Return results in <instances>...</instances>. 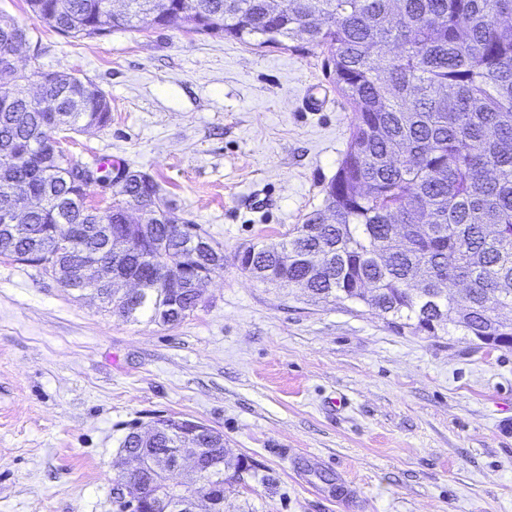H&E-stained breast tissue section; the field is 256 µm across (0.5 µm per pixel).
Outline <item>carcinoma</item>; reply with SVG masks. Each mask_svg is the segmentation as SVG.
<instances>
[{
    "label": "carcinoma",
    "mask_w": 512,
    "mask_h": 512,
    "mask_svg": "<svg viewBox=\"0 0 512 512\" xmlns=\"http://www.w3.org/2000/svg\"><path fill=\"white\" fill-rule=\"evenodd\" d=\"M30 12L65 37L93 39L114 30H137L152 0H129L123 16H110L108 0H26ZM160 28L222 35L260 47L284 46L298 38L328 49L336 89L353 112L352 131L336 174L324 188L322 207L307 214L288 238L259 247L258 260L279 268L288 253L290 281L308 284L317 299L362 303L413 334L443 331L490 347L512 348V0H158ZM26 32L0 12V57ZM39 81L40 98L28 95ZM108 96L72 73H27L0 66V169L16 186L0 182V236L14 239L21 254L38 252V237L65 224L87 234L75 250L91 254L103 244L97 225L121 223L125 195L146 209L145 223L167 237L165 251L141 247L122 260L125 269L166 268L182 249L170 237L167 215L176 207L155 197L158 182L141 171L112 177V214L102 219L85 199L90 189L74 181L81 163L57 159L35 142L45 131L79 133L111 121ZM28 193L44 196L24 226L4 225L3 214ZM395 224H441L443 233L422 231L396 250L388 240ZM322 245L336 266L317 272L293 259L296 250ZM390 256L381 265L371 253ZM212 275L224 271L219 244L204 258ZM448 286L468 291L419 306ZM427 288L411 294L404 283ZM136 314L157 321L165 304L148 285ZM207 454L219 463L214 477L242 482L246 469L226 457L217 435ZM200 475L161 494L201 496Z\"/></svg>",
    "instance_id": "obj_1"
}]
</instances>
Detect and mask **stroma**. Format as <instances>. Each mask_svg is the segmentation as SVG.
Here are the masks:
<instances>
[{
  "instance_id": "1",
  "label": "stroma",
  "mask_w": 512,
  "mask_h": 512,
  "mask_svg": "<svg viewBox=\"0 0 512 512\" xmlns=\"http://www.w3.org/2000/svg\"><path fill=\"white\" fill-rule=\"evenodd\" d=\"M0 11L29 32L20 67L89 78L111 101L69 156L150 174L224 251L173 327L0 256V512H117L120 443L158 413L217 429L252 466L225 499L245 512H512V349L415 336L238 266L321 206L347 149L327 49L152 26L70 39L25 0ZM342 476L356 506L336 501Z\"/></svg>"
}]
</instances>
